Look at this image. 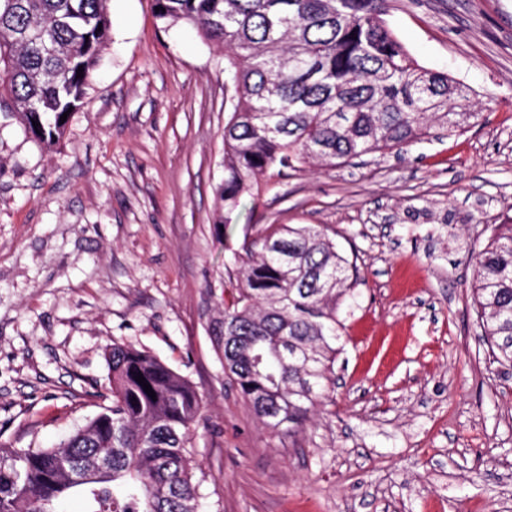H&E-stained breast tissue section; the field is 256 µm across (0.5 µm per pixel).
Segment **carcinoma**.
I'll use <instances>...</instances> for the list:
<instances>
[{"instance_id": "cac0c4a2", "label": "carcinoma", "mask_w": 512, "mask_h": 512, "mask_svg": "<svg viewBox=\"0 0 512 512\" xmlns=\"http://www.w3.org/2000/svg\"><path fill=\"white\" fill-rule=\"evenodd\" d=\"M107 0H0V81L26 131L50 146L106 47ZM386 0H154L224 50V183L232 210L253 180L317 160L401 148L462 112L448 73L418 64L383 18ZM83 74H78V69ZM40 126L35 127L32 121ZM238 257L222 356L238 394L273 430L304 426L326 397L352 265L312 226L269 227ZM476 301L497 362L512 368V223L475 258ZM101 411L54 448H0V512H197L189 453L204 404L189 380L131 343L107 347ZM141 375L156 397L135 380Z\"/></svg>"}]
</instances>
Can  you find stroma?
Segmentation results:
<instances>
[{"mask_svg":"<svg viewBox=\"0 0 512 512\" xmlns=\"http://www.w3.org/2000/svg\"><path fill=\"white\" fill-rule=\"evenodd\" d=\"M108 44L63 136L26 134L0 87V444L52 448L99 411L130 342L196 387L200 512H512V369L474 263L512 221V0H387L474 117L400 149L269 171L225 209L224 54L152 0H109ZM312 224L354 266L336 385L295 436L224 372L233 255Z\"/></svg>","mask_w":512,"mask_h":512,"instance_id":"obj_1","label":"stroma"}]
</instances>
